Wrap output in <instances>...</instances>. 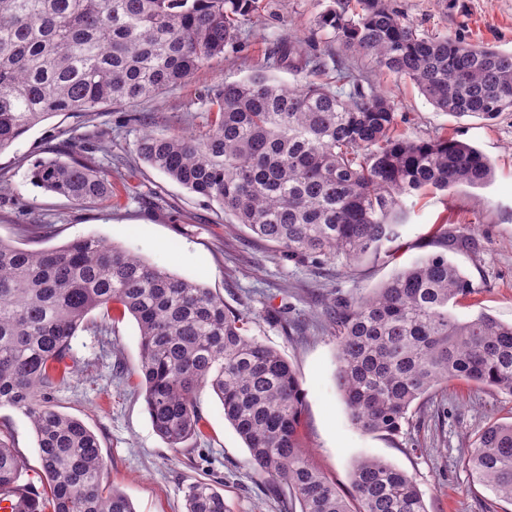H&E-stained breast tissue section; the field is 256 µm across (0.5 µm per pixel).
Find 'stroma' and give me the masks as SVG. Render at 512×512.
<instances>
[{"instance_id": "1", "label": "stroma", "mask_w": 512, "mask_h": 512, "mask_svg": "<svg viewBox=\"0 0 512 512\" xmlns=\"http://www.w3.org/2000/svg\"><path fill=\"white\" fill-rule=\"evenodd\" d=\"M329 2L263 0L262 24L243 26L238 44L208 60L181 85L150 100L115 104L87 116L59 114L35 126L0 153L5 186L0 237L42 249L96 236L211 288L228 307L248 316L253 334L296 370L304 393L303 442L312 462L339 490H350L357 462L373 456L414 478L428 512H512V504L473 484L465 466L471 440L481 428L512 420V396L454 380L412 408L398 433H362L351 424L336 384V339L323 315L327 301L366 295L393 271L441 251L438 229L451 224L467 227L469 241L449 257L476 287L457 314L484 311L512 323V112L487 123L438 111L410 82L375 76L367 58L340 51V58L365 78L380 80L408 136H454L479 148L495 168L486 186L448 194L428 190L406 198L408 219L391 255L348 267L330 259L316 265L283 259L277 247L229 223L216 203L189 192L137 155L144 130L205 132L218 87L247 76L280 37L292 33L324 48L314 20ZM392 2L421 33L512 50V0ZM75 147L90 151L111 175V199L79 206L31 183L38 160ZM72 348L73 373L52 402L98 436L102 483L123 491L135 512H185L184 490L198 480L218 487L229 512H283V495L254 478L249 452L225 421L212 390H200L197 398L208 423L207 440L171 448L154 432L142 391L127 382L140 361L139 329L132 316L105 325L98 312L89 313ZM0 433L11 436L25 463L22 488L43 493L46 485L27 417L0 408Z\"/></svg>"}]
</instances>
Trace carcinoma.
<instances>
[{"label":"carcinoma","instance_id":"1","mask_svg":"<svg viewBox=\"0 0 512 512\" xmlns=\"http://www.w3.org/2000/svg\"><path fill=\"white\" fill-rule=\"evenodd\" d=\"M262 10L260 0H0V153L58 114L159 96L237 43ZM315 25L378 74L412 81L441 112L493 121L512 111V52L421 34L391 0H332ZM275 56L303 81L287 84L258 62L218 88L208 133L146 130L136 149L282 258L349 267L386 255L407 217L403 198L493 180L489 159L471 144L405 135L380 86L335 56L311 54L290 34ZM31 181L78 205L112 196L108 173L74 150L39 160ZM440 236L448 250L462 245L454 227L442 225ZM473 291L447 255L430 254L371 294L330 306L337 386L357 429L397 433L416 401L451 380L512 396V323L454 313ZM94 309L105 322L114 310L135 319V375L169 447L207 439L196 395L208 387L254 477L285 488L288 512H428L413 477L377 458L357 463L351 493L337 491L303 448L296 372L201 283L99 237L39 250L0 237V407L30 421L48 484L45 496H24L12 512H135L123 492L102 486L97 436L51 404L71 370L72 339ZM466 466L512 504V421L484 426ZM23 468L0 439V489L17 486ZM185 499L186 512H227L208 482L188 486Z\"/></svg>","mask_w":512,"mask_h":512}]
</instances>
